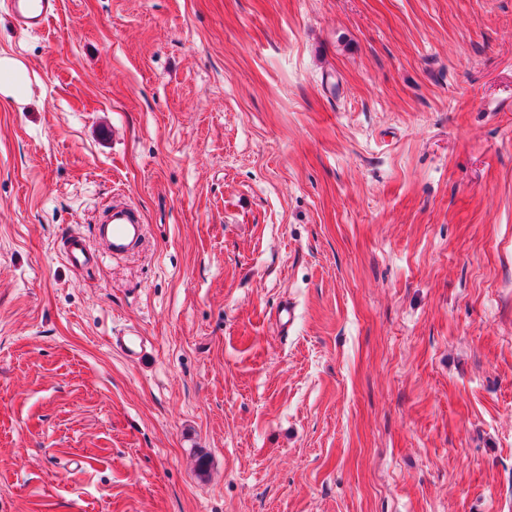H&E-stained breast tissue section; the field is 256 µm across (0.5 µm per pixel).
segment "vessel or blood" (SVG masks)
Here are the masks:
<instances>
[{
	"mask_svg": "<svg viewBox=\"0 0 512 512\" xmlns=\"http://www.w3.org/2000/svg\"><path fill=\"white\" fill-rule=\"evenodd\" d=\"M7 8L14 25L23 30H41L58 9V0H8ZM96 235L103 244L102 253L92 251L87 240L78 233L68 234L62 243L66 263L78 270L97 264L100 254L122 258L133 253L144 236V224L138 211L130 204L119 202L105 211L96 227ZM114 348L130 359L143 351L139 334L127 331L114 336Z\"/></svg>",
	"mask_w": 512,
	"mask_h": 512,
	"instance_id": "1",
	"label": "vessel or blood"
}]
</instances>
